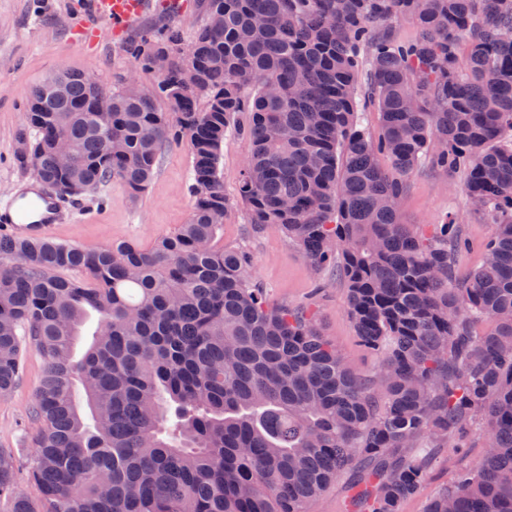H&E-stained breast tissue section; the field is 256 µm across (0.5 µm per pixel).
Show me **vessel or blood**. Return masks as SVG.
Wrapping results in <instances>:
<instances>
[{"label":"vessel or blood","instance_id":"1","mask_svg":"<svg viewBox=\"0 0 512 512\" xmlns=\"http://www.w3.org/2000/svg\"><path fill=\"white\" fill-rule=\"evenodd\" d=\"M159 7L174 13L182 9L183 3L182 0H90V18L81 36L87 43L98 42L99 24L103 21L110 23L112 34H121L129 23ZM66 219L57 198L37 188L0 204V227L10 228L12 235L22 238H44L53 225Z\"/></svg>","mask_w":512,"mask_h":512}]
</instances>
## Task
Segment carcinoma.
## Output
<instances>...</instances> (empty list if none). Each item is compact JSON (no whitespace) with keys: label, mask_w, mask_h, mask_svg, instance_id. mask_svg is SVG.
Masks as SVG:
<instances>
[{"label":"carcinoma","mask_w":512,"mask_h":512,"mask_svg":"<svg viewBox=\"0 0 512 512\" xmlns=\"http://www.w3.org/2000/svg\"><path fill=\"white\" fill-rule=\"evenodd\" d=\"M403 16L420 30L410 43L380 30ZM182 45L177 28L131 45L144 71L162 50L173 63L147 92L112 90L110 112L77 73L62 95L28 93L16 140L30 153L16 160L39 181L94 192L117 179L137 196L185 140L193 206L151 249L0 234V397L29 352L44 362L33 455L0 448V512H311L344 471L348 512H400L447 447L455 480L427 512H512V0H206L191 43L200 93L181 84ZM368 108L376 136L360 127ZM228 134L251 143L237 190L251 224L279 225L314 269H336L378 379L351 370L313 315L272 305L245 248L216 246ZM423 163L465 165L463 191L494 226L464 280L462 225L398 220ZM478 430L486 450L464 466Z\"/></svg>","instance_id":"cac0c4a2"}]
</instances>
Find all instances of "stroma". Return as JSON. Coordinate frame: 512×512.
Here are the masks:
<instances>
[{"mask_svg": "<svg viewBox=\"0 0 512 512\" xmlns=\"http://www.w3.org/2000/svg\"><path fill=\"white\" fill-rule=\"evenodd\" d=\"M204 5V0H186L179 14H145L123 36L104 33L91 47L76 38L87 9L85 0H0V201L36 179L31 168L15 160L23 104L33 86L53 73L76 70L102 75L113 86L133 73L143 89H150L156 76L137 71L128 53L130 42L145 31L168 27L179 28L185 40H192L202 23ZM250 150V142L235 135L226 138L222 146L220 170L230 210L217 245L246 246L252 257L250 274L267 288L273 304L314 310L323 335L335 344L345 363L359 373L375 374L379 359L360 344L346 310L344 285L335 271L314 270L277 225L268 224L258 231L251 224L236 196ZM190 169L187 144H172L144 193L134 197L121 181L107 182L99 191L79 197L82 215L75 223L56 225L53 239L88 248L123 241L136 242L145 249L153 247L190 217ZM463 180V173L450 175L420 165L406 178L399 209L401 223L418 229L443 223L450 215L458 218L470 242L457 268L461 277L480 265L483 244L492 231L491 225L473 213L462 191ZM43 370L42 359L29 354L20 385L10 396L0 398V448L22 447L28 411Z\"/></svg>", "mask_w": 512, "mask_h": 512, "instance_id": "obj_1", "label": "stroma"}]
</instances>
